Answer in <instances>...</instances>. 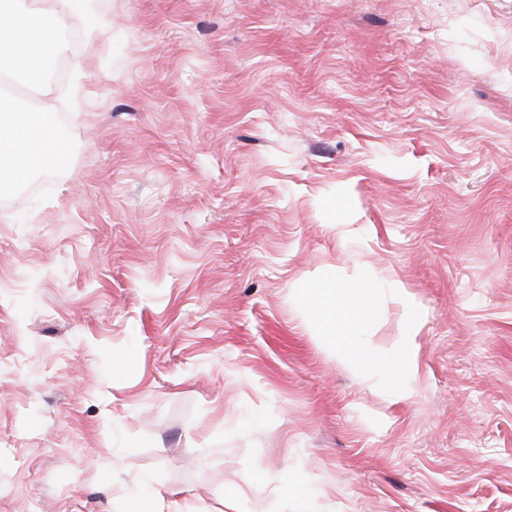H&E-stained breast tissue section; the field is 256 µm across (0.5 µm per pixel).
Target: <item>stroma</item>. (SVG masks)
<instances>
[{
  "mask_svg": "<svg viewBox=\"0 0 512 512\" xmlns=\"http://www.w3.org/2000/svg\"><path fill=\"white\" fill-rule=\"evenodd\" d=\"M93 6L0 188V512H512V0ZM362 270L401 395L318 329Z\"/></svg>",
  "mask_w": 512,
  "mask_h": 512,
  "instance_id": "35a3bbf8",
  "label": "stroma"
}]
</instances>
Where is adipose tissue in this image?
Here are the masks:
<instances>
[{"label": "adipose tissue", "mask_w": 512, "mask_h": 512, "mask_svg": "<svg viewBox=\"0 0 512 512\" xmlns=\"http://www.w3.org/2000/svg\"><path fill=\"white\" fill-rule=\"evenodd\" d=\"M89 0H0V66L21 75L32 84H40L37 59L58 55L62 46L58 35L75 11H90ZM51 102H42L37 112L18 109L0 99V182L19 183L38 164L39 142L45 133L35 118L51 112ZM370 277L359 273L344 298H337V285L324 282L316 286L318 318L323 335L336 348L337 357L353 367L377 372L392 389L405 387L414 375L409 359L412 338L420 327L418 315H410L406 331L386 351L360 339V327L377 322L378 306L368 293ZM352 314L353 323L339 327L342 314Z\"/></svg>", "instance_id": "obj_1"}]
</instances>
